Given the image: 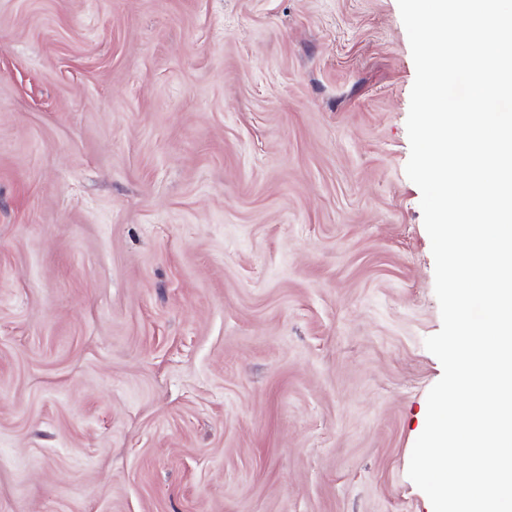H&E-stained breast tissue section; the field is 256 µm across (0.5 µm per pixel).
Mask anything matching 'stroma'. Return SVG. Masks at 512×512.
<instances>
[{
  "label": "stroma",
  "mask_w": 512,
  "mask_h": 512,
  "mask_svg": "<svg viewBox=\"0 0 512 512\" xmlns=\"http://www.w3.org/2000/svg\"><path fill=\"white\" fill-rule=\"evenodd\" d=\"M414 79L397 0H0V512H433Z\"/></svg>",
  "instance_id": "35a3bbf8"
}]
</instances>
